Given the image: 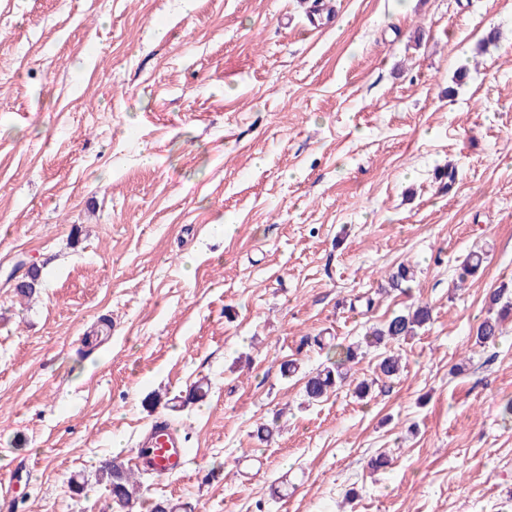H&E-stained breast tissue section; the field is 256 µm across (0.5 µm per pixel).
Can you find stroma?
Here are the masks:
<instances>
[{
	"label": "stroma",
	"instance_id": "35a3bbf8",
	"mask_svg": "<svg viewBox=\"0 0 512 512\" xmlns=\"http://www.w3.org/2000/svg\"><path fill=\"white\" fill-rule=\"evenodd\" d=\"M192 2L0 0V512H121L95 471L159 417L190 462L133 512H512V321L475 343L512 283V0ZM419 304L377 375L364 336ZM507 287L499 289L492 296L494 304H501ZM512 313V299L506 297V300L501 304L500 311L495 318L484 319L478 326L476 331V344L484 346L489 342H493L500 334V323ZM358 358V347L336 344V361L331 367H325L308 378L305 393L309 402H319L335 387L341 385L351 370L350 364H355Z\"/></svg>",
	"mask_w": 512,
	"mask_h": 512
}]
</instances>
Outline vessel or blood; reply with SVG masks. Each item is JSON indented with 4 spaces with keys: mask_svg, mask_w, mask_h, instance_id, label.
<instances>
[{
    "mask_svg": "<svg viewBox=\"0 0 512 512\" xmlns=\"http://www.w3.org/2000/svg\"><path fill=\"white\" fill-rule=\"evenodd\" d=\"M186 442L168 422H154L144 434L135 453L133 465L159 477H170L185 470Z\"/></svg>",
    "mask_w": 512,
    "mask_h": 512,
    "instance_id": "1",
    "label": "vessel or blood"
}]
</instances>
